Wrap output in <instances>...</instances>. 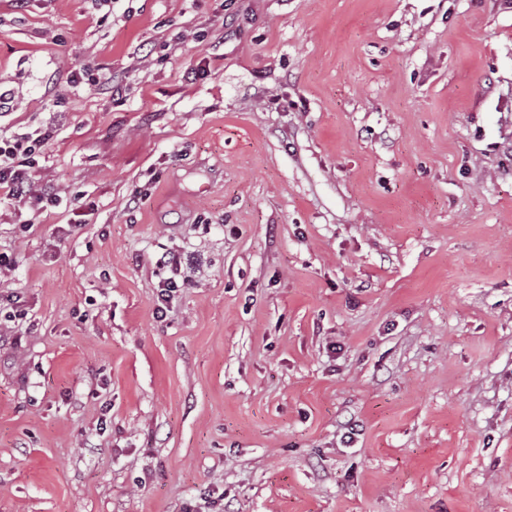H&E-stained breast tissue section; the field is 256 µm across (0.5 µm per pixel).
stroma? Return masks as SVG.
<instances>
[{
  "label": "stroma",
  "mask_w": 512,
  "mask_h": 512,
  "mask_svg": "<svg viewBox=\"0 0 512 512\" xmlns=\"http://www.w3.org/2000/svg\"><path fill=\"white\" fill-rule=\"evenodd\" d=\"M0 88V512H512V0H0ZM47 129L32 134H19L13 138L0 135V199H8L15 204H25L28 200L53 202L57 196L35 194L33 173L42 149L50 140Z\"/></svg>",
  "instance_id": "obj_1"
}]
</instances>
